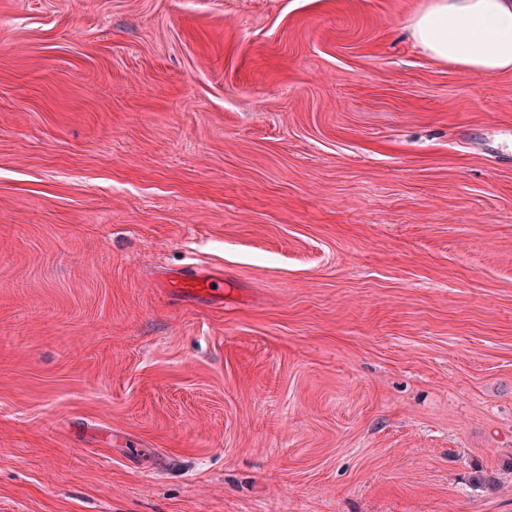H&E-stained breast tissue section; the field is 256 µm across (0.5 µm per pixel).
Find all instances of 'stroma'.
Returning <instances> with one entry per match:
<instances>
[{
  "label": "stroma",
  "instance_id": "stroma-1",
  "mask_svg": "<svg viewBox=\"0 0 512 512\" xmlns=\"http://www.w3.org/2000/svg\"><path fill=\"white\" fill-rule=\"evenodd\" d=\"M426 2L0 0V512H512V70ZM410 24L413 43L488 78L512 70V0H429ZM170 287L180 288L186 293H200L204 290L223 294V283L197 271L177 273L169 277Z\"/></svg>",
  "mask_w": 512,
  "mask_h": 512
}]
</instances>
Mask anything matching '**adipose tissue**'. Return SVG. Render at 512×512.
I'll list each match as a JSON object with an SVG mask.
<instances>
[{"label":"adipose tissue","mask_w":512,"mask_h":512,"mask_svg":"<svg viewBox=\"0 0 512 512\" xmlns=\"http://www.w3.org/2000/svg\"><path fill=\"white\" fill-rule=\"evenodd\" d=\"M410 31L435 59L489 78L512 70V0H429Z\"/></svg>","instance_id":"adipose-tissue-1"}]
</instances>
